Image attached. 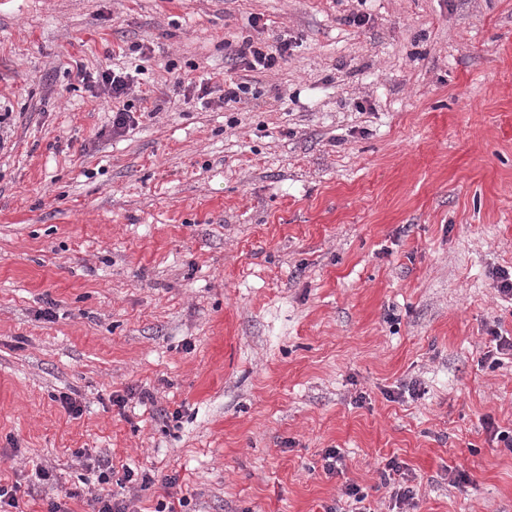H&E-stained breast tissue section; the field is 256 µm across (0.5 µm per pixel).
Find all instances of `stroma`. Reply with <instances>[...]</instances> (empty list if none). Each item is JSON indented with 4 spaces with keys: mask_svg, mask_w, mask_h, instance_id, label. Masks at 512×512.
<instances>
[{
    "mask_svg": "<svg viewBox=\"0 0 512 512\" xmlns=\"http://www.w3.org/2000/svg\"><path fill=\"white\" fill-rule=\"evenodd\" d=\"M108 69L158 107L119 134ZM1 108L7 512H91L102 452L134 512H391L392 457L406 512H512V0H0ZM291 49V42L283 37H276L271 43L244 38L231 49L230 57L242 70L262 73L286 61ZM259 92L257 88L253 86L252 82L247 79H242V81H232L229 83L225 81L224 83V97L221 99L224 101V105H230L232 103H240L242 101L248 100L250 98H258Z\"/></svg>",
    "mask_w": 512,
    "mask_h": 512,
    "instance_id": "35a3bbf8",
    "label": "stroma"
}]
</instances>
